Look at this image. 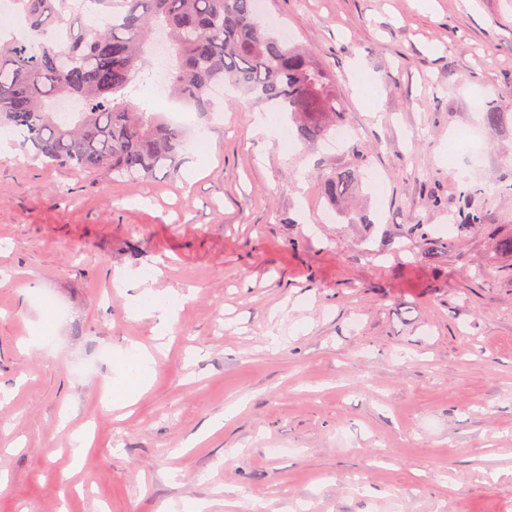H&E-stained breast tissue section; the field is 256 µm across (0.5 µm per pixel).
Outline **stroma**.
Listing matches in <instances>:
<instances>
[{
	"label": "stroma",
	"instance_id": "obj_1",
	"mask_svg": "<svg viewBox=\"0 0 512 512\" xmlns=\"http://www.w3.org/2000/svg\"><path fill=\"white\" fill-rule=\"evenodd\" d=\"M265 8L335 75L349 143L285 148L217 87L176 180L0 150V512H512V0ZM356 145L362 193L329 205ZM154 266L178 318L151 386L104 409L156 343L112 274Z\"/></svg>",
	"mask_w": 512,
	"mask_h": 512
}]
</instances>
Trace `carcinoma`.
I'll return each instance as SVG.
<instances>
[{"label":"carcinoma","instance_id":"cac0c4a2","mask_svg":"<svg viewBox=\"0 0 512 512\" xmlns=\"http://www.w3.org/2000/svg\"><path fill=\"white\" fill-rule=\"evenodd\" d=\"M40 37L0 46V129L51 167L104 171L126 180L177 177L187 149L185 129L138 102L135 81L147 80L142 47L167 31L174 65L173 97L208 108V92L228 83L272 112H286L297 138L330 137L344 102L330 73L313 56L262 29L256 0H15ZM109 18L77 34L66 14L89 7ZM83 104L64 119L45 101ZM359 166L322 173L325 197L352 194Z\"/></svg>","mask_w":512,"mask_h":512}]
</instances>
